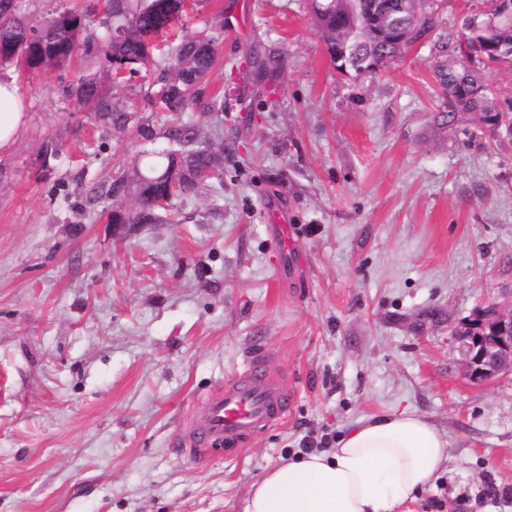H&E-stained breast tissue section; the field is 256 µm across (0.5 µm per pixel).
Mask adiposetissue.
Returning a JSON list of instances; mask_svg holds the SVG:
<instances>
[{
  "label": "adipose tissue",
  "mask_w": 512,
  "mask_h": 512,
  "mask_svg": "<svg viewBox=\"0 0 512 512\" xmlns=\"http://www.w3.org/2000/svg\"><path fill=\"white\" fill-rule=\"evenodd\" d=\"M27 100L0 79V154L25 126ZM448 442L425 416L406 408L358 422L331 451L297 454L267 469L242 512H396L437 479Z\"/></svg>",
  "instance_id": "ef3b65f1"
}]
</instances>
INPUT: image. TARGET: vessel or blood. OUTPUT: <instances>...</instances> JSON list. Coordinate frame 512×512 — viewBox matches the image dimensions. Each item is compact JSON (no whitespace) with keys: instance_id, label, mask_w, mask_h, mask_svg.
I'll return each instance as SVG.
<instances>
[{"instance_id":"vessel-or-blood-1","label":"vessel or blood","mask_w":512,"mask_h":512,"mask_svg":"<svg viewBox=\"0 0 512 512\" xmlns=\"http://www.w3.org/2000/svg\"><path fill=\"white\" fill-rule=\"evenodd\" d=\"M288 393L268 369V354L254 350L246 373L210 394L183 431L186 453L203 456L217 445L243 448L250 437L288 412Z\"/></svg>"}]
</instances>
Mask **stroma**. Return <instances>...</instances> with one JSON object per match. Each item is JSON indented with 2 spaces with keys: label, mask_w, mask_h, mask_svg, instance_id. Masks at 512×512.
I'll return each mask as SVG.
<instances>
[{
  "label": "stroma",
  "mask_w": 512,
  "mask_h": 512,
  "mask_svg": "<svg viewBox=\"0 0 512 512\" xmlns=\"http://www.w3.org/2000/svg\"><path fill=\"white\" fill-rule=\"evenodd\" d=\"M485 7L436 0L433 32L358 75L337 71L308 0H201L156 57L219 33L181 119L223 142L221 172L117 233L111 201L85 191L133 164L135 131L96 125L58 75L16 76L29 113L0 154V512H241L270 466L405 408L448 439L447 472L406 512H512V375L471 384L451 336L512 305V144L478 113L435 116L433 43ZM259 345L287 418L239 452H183L188 415Z\"/></svg>",
  "instance_id": "stroma-1"
}]
</instances>
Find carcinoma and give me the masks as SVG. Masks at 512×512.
<instances>
[{
  "instance_id": "1",
  "label": "carcinoma",
  "mask_w": 512,
  "mask_h": 512,
  "mask_svg": "<svg viewBox=\"0 0 512 512\" xmlns=\"http://www.w3.org/2000/svg\"><path fill=\"white\" fill-rule=\"evenodd\" d=\"M364 0H347L344 15H313L330 60L336 61V24L346 27L344 35L364 52H370L388 64L400 58L404 50L365 39L367 25ZM180 0H108L100 13L63 10L33 24L23 16V0H0V67H13L29 74H62L74 58L82 55L98 64L93 73L75 76L62 86L63 94L85 107L100 126L116 133L134 127L145 145L140 159L127 171L87 192L90 202L105 198L112 201L110 224H155L159 221L155 200L171 196H191L199 192L202 173L217 167L224 156V143L216 147L200 146V131L194 124L176 118L203 95V87L216 63L217 37L200 35L183 39L172 49L164 64L156 62L153 39L182 18ZM120 24L124 31L112 34ZM434 49L453 61L460 56L479 67L512 62V27L500 22L479 25L468 32L438 37ZM154 68L155 80L141 90L151 105L172 115L167 127L157 130L138 111L126 105L122 84L139 73ZM466 71L437 77L442 90L439 113L474 112L478 104L470 90ZM168 140L172 148L152 147L158 138ZM136 197L133 211L123 209V199Z\"/></svg>"
}]
</instances>
